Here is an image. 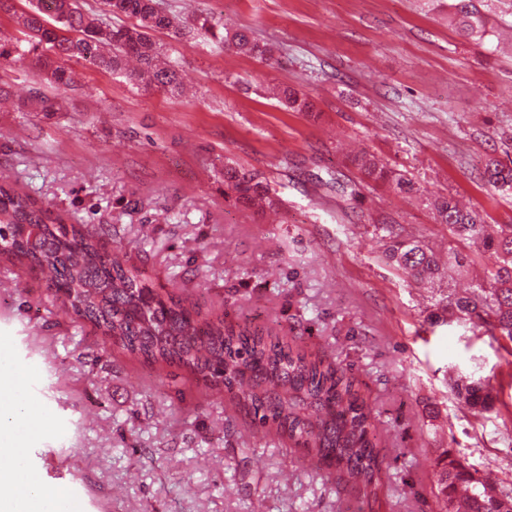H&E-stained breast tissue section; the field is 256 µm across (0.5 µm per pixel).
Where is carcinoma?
Wrapping results in <instances>:
<instances>
[{
	"label": "carcinoma",
	"instance_id": "1",
	"mask_svg": "<svg viewBox=\"0 0 512 512\" xmlns=\"http://www.w3.org/2000/svg\"><path fill=\"white\" fill-rule=\"evenodd\" d=\"M58 18L48 26L44 10L31 6L23 14L29 42L48 46L38 59L40 70L53 83L72 82L66 63L84 60L108 72L126 70L137 62L129 79L173 92L179 89L177 64L162 59L151 32L165 30L173 38L188 26L172 11L157 9V0H103V15L136 19L128 27L85 13L79 0H56ZM485 0H452L449 8L457 32L468 41L488 36ZM219 44L261 60L274 58L273 48L246 32L224 35L208 18L194 20ZM283 105L310 112V100L291 87L279 92ZM366 183L382 184L399 193L422 196L415 182L366 150L352 160ZM482 178L504 195L512 194V165L486 161ZM224 199L262 213L274 212L280 200L260 174L224 165ZM434 219L449 234L469 241L496 262L483 269L481 282L470 290L448 295L443 315L434 321L469 323L496 340L512 344V224L492 225L474 206L448 196L426 199ZM391 244L388 261L413 278L432 279L443 265L463 268L468 257L448 249L443 262L424 241L403 237L394 225L382 222ZM109 228L101 224H66L9 186L0 185V241L21 265L42 275L45 288L62 304L129 355L148 364L163 363L188 371L205 388L223 386L235 408L251 418V427L273 426L297 445L317 468L347 476L365 499L383 485V455L375 432L373 409L347 370L301 351L294 340L247 326L224 324L220 315L204 314L198 305L165 297L143 276L126 266L116 249L102 244ZM450 391L474 415L494 410L493 389L474 377H457ZM436 498L440 512H504L512 490L483 478L465 456L445 450Z\"/></svg>",
	"mask_w": 512,
	"mask_h": 512
}]
</instances>
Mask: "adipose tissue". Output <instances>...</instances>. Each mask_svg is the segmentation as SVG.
I'll return each instance as SVG.
<instances>
[{
    "instance_id": "adipose-tissue-1",
    "label": "adipose tissue",
    "mask_w": 512,
    "mask_h": 512,
    "mask_svg": "<svg viewBox=\"0 0 512 512\" xmlns=\"http://www.w3.org/2000/svg\"><path fill=\"white\" fill-rule=\"evenodd\" d=\"M9 456L17 465L0 470V512H61V503L66 502L65 491L46 495L37 475L24 465L25 448L9 446Z\"/></svg>"
}]
</instances>
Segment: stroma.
I'll return each mask as SVG.
<instances>
[{
  "label": "stroma",
  "instance_id": "1",
  "mask_svg": "<svg viewBox=\"0 0 512 512\" xmlns=\"http://www.w3.org/2000/svg\"><path fill=\"white\" fill-rule=\"evenodd\" d=\"M186 19L247 30L278 50L268 64L209 37L153 39L178 62L183 91L147 88L81 60L74 82L45 81V47L0 62V184L68 224H109L127 266L160 292L251 321L274 335L308 326L300 342L360 382L384 455L373 512H438L444 450L512 484L507 354L471 325L430 324L450 271L419 281L385 258L377 223L399 225L440 252L489 254L453 239L422 200L362 184L365 148L425 194L469 200L491 224H512V195L480 177L512 161V46L469 42L448 0H161ZM309 94L316 112L284 110L272 90ZM57 109L21 111L30 91ZM263 174L281 200L260 217L224 199V163ZM359 184L350 198L343 185ZM477 371L499 392L474 416L449 375ZM21 378L30 407L18 443L46 492L82 512H344L342 474L309 466L287 436L248 428L223 390L182 369L145 364L91 324L64 313L36 275L0 256V378ZM256 457L245 460L239 448Z\"/></svg>",
  "mask_w": 512,
  "mask_h": 512
}]
</instances>
